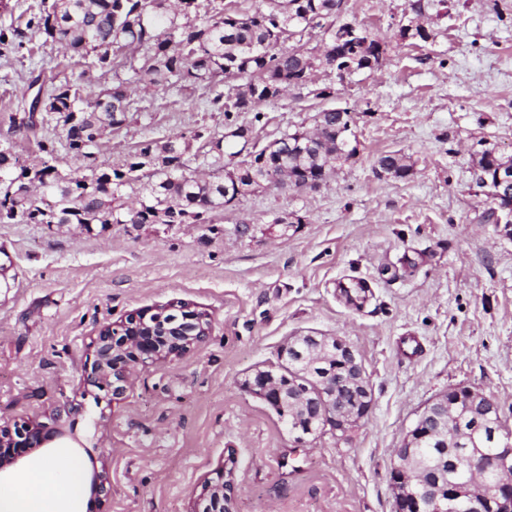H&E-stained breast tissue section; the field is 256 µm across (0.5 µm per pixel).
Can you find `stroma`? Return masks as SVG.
I'll list each match as a JSON object with an SVG mask.
<instances>
[{
  "label": "stroma",
  "mask_w": 512,
  "mask_h": 512,
  "mask_svg": "<svg viewBox=\"0 0 512 512\" xmlns=\"http://www.w3.org/2000/svg\"><path fill=\"white\" fill-rule=\"evenodd\" d=\"M420 1L437 31L426 41L397 36L413 0H343L341 19L387 41L383 64L342 79L318 71L329 100L295 88L261 120L236 116L262 147L312 128L324 105L349 109L359 153L319 186L249 191L208 224H0V423L78 405L60 443L86 476L106 471L100 512H190L222 467L232 512H393V451L437 396L478 390L512 429V239L485 221L493 203L473 163L486 149L512 157V0ZM33 42L25 56L0 47V140L27 164L52 140L59 168L83 174L58 129L21 127L32 74L97 93L134 73L64 67ZM133 96L100 164L184 135L199 170L207 137L229 133L202 90ZM393 152L408 178L379 174ZM351 277L370 284L366 301L341 291ZM181 303L209 319L200 346L140 370L121 399L86 384L101 326ZM305 334L342 337L366 368L372 410L345 438L297 443L243 386Z\"/></svg>",
  "instance_id": "stroma-1"
}]
</instances>
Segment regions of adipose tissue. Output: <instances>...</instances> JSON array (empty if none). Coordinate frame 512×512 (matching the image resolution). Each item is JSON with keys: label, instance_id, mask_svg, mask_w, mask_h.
Wrapping results in <instances>:
<instances>
[{"label": "adipose tissue", "instance_id": "adipose-tissue-1", "mask_svg": "<svg viewBox=\"0 0 512 512\" xmlns=\"http://www.w3.org/2000/svg\"><path fill=\"white\" fill-rule=\"evenodd\" d=\"M83 500L81 469L67 452L32 463L19 484L0 490V512H73Z\"/></svg>", "mask_w": 512, "mask_h": 512}]
</instances>
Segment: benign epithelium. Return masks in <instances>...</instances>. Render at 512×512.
<instances>
[{"label":"benign epithelium","instance_id":"1","mask_svg":"<svg viewBox=\"0 0 512 512\" xmlns=\"http://www.w3.org/2000/svg\"><path fill=\"white\" fill-rule=\"evenodd\" d=\"M480 183L490 187L489 195L498 202L512 197V167L503 165L492 178L481 177ZM166 310H141L132 313L116 330L102 326L91 342L93 361L87 381L107 390L112 398H121L137 369L178 359L203 343L209 334L208 318L185 305L177 315L179 323L164 319ZM328 352L343 361L342 372L329 371L305 383L300 390L290 352L297 350L301 340ZM244 388L256 397L276 405L288 402V389L311 396L315 415L324 427L336 433H348L370 413L371 387L357 350L337 336H293L279 350V366L258 367L245 379ZM355 386L361 392L364 407L358 409L346 401L344 391ZM461 401L460 389H451L439 396L419 414L415 424L446 427L455 422V410ZM78 411L71 402L55 407L49 421L31 418L10 425L0 423V474L17 466L27 453L47 448L64 435L62 422ZM413 430H408L390 466L389 478L395 490L393 512H445L456 501L465 499L467 512H512V443L485 451L469 450L463 460V471L474 476L493 473L492 484L470 485L462 480L440 477L423 479L406 469L407 459L416 451ZM226 469L217 471V479L204 484L191 512H231L232 483L225 479Z\"/></svg>","mask_w":512,"mask_h":512}]
</instances>
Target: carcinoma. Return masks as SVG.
Here are the masks:
<instances>
[{
	"label": "carcinoma",
	"instance_id": "obj_1",
	"mask_svg": "<svg viewBox=\"0 0 512 512\" xmlns=\"http://www.w3.org/2000/svg\"><path fill=\"white\" fill-rule=\"evenodd\" d=\"M253 10L224 9L223 0H208L210 8L200 14L202 0H41L39 12L25 28H0V44L23 47L27 31L44 36V43L57 44L69 59L90 69L108 73L115 60L141 51L133 68L138 82L154 91L174 92L186 86L211 93L208 106L224 113L252 112L279 93L312 83L310 64L316 47L305 44L285 48L284 30L302 35L307 28L323 30L321 42L333 45L338 64L356 71L376 67L381 39L362 26L355 36L336 41V13L342 0H263ZM232 74L241 80L233 96L213 93L216 78ZM133 100L127 82L119 79L112 88L91 95L79 84L65 81L43 96L42 120L61 127L68 149L86 162L87 174L62 173L55 157V141L39 144L41 157L20 165L12 153H0V224H208L210 215L224 209L239 196L273 182L281 170L294 186L322 182L333 161L357 154L352 144L351 119H339L336 109L324 108V118L314 125L312 145L298 147L296 133L275 139L249 153L250 159L224 175V139L209 141L204 177L189 169L191 143L180 138L147 141L119 166L96 163L106 132L122 127ZM503 157L491 150L477 161L481 173L490 177ZM380 168L394 169L406 178L411 168L395 153L377 159ZM145 180L136 206L125 205L131 184ZM25 181L31 193L16 194V183ZM304 375L341 371L337 360L320 361L307 355L299 365ZM512 437L499 419L460 435L423 440L421 462L428 464L445 455L458 459L471 448H499Z\"/></svg>",
	"mask_w": 512,
	"mask_h": 512
}]
</instances>
